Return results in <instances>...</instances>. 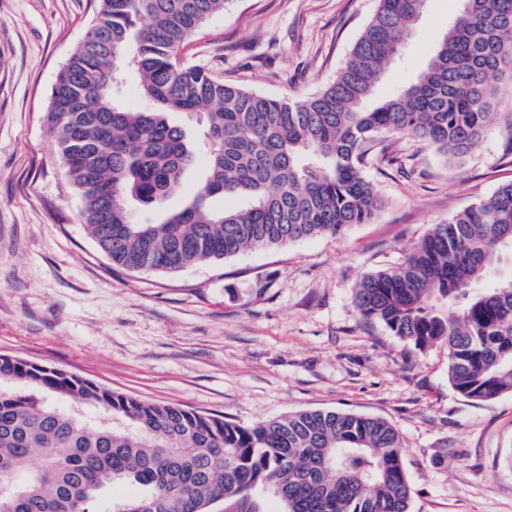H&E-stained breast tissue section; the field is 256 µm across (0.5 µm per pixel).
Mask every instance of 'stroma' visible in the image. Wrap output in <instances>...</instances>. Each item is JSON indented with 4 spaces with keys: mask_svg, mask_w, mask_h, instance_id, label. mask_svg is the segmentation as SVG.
Instances as JSON below:
<instances>
[{
    "mask_svg": "<svg viewBox=\"0 0 512 512\" xmlns=\"http://www.w3.org/2000/svg\"><path fill=\"white\" fill-rule=\"evenodd\" d=\"M378 0H229L180 59L273 98L331 84ZM97 0H0V354L113 391L241 424L304 410L397 427L411 512H512V393L473 401L448 349L423 350L354 304L438 224L512 181V82L496 125L456 161L411 132L381 137L363 173L384 206L316 237L175 272L129 271L100 251L46 122L49 92ZM462 9L428 0L376 88L416 81Z\"/></svg>",
    "mask_w": 512,
    "mask_h": 512,
    "instance_id": "obj_1",
    "label": "stroma"
}]
</instances>
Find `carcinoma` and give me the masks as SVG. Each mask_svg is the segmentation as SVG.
Returning a JSON list of instances; mask_svg holds the SVG:
<instances>
[{"label": "carcinoma", "instance_id": "1", "mask_svg": "<svg viewBox=\"0 0 512 512\" xmlns=\"http://www.w3.org/2000/svg\"><path fill=\"white\" fill-rule=\"evenodd\" d=\"M229 0H99L49 93L46 121L99 249L130 271H179L245 249L340 237L383 205L361 164L374 139L412 131L460 160L512 82V0L464 6L416 82L369 107L427 0H379L335 80L271 98L179 62ZM133 70L149 107L120 105ZM200 116L195 137L172 115ZM204 158L194 195L163 209ZM236 196L244 204L215 208ZM512 181L435 225L396 268L356 285L362 315L420 349L448 348L464 397L512 393ZM397 428L338 411L243 425L117 393L0 355V512H209L271 486L286 512H411ZM140 493L107 498L112 485Z\"/></svg>", "mask_w": 512, "mask_h": 512}]
</instances>
